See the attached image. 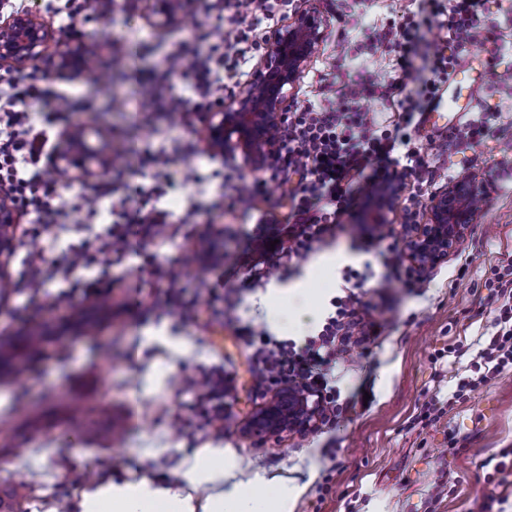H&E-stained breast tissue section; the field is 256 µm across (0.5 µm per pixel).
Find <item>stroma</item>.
<instances>
[{
    "mask_svg": "<svg viewBox=\"0 0 512 512\" xmlns=\"http://www.w3.org/2000/svg\"><path fill=\"white\" fill-rule=\"evenodd\" d=\"M63 0H24L54 27L72 28L94 47L125 38L140 48L138 59L104 55L87 74L62 81L63 89L84 102L71 124L112 131L114 148L126 150L122 176L104 169L112 197L88 206L79 183L59 182L69 208L61 224L38 241L20 236L4 280L0 281V336L19 338L38 323L55 334L42 354L17 352L14 372L0 385V484L23 480L33 488L28 512H54L59 502L78 497L69 477L128 475L181 486L182 475L204 448H228L236 456V482L255 494L256 512H275L284 489H300L293 512H482L487 494L502 497L512 512V472H495L490 458L512 449V369L453 399L460 379L474 377L485 339L494 330L495 305L485 282L492 266L512 256V165L501 166L503 138H512V83L485 85L467 122L495 115L493 128L476 146L429 136L407 128L433 177L405 180L397 208L386 225L371 221L379 201L354 195L336 216L335 227L307 257L285 262L274 276L259 281L246 258L259 216L285 223L291 200L279 182H267L254 212L232 209L235 188L253 181L240 161L205 150L186 155L182 144L196 136L199 114L188 122L164 112L147 123L132 122L120 103L132 91L150 92V78L165 67L174 43L194 29L214 25L207 0H189L184 13L165 27L151 23L154 0L131 11L112 0V12L98 19L69 22ZM292 9L314 14L322 40L308 67L287 93L288 111L309 107L337 109L353 79L387 85L402 68L428 66L447 42L438 26L420 24L405 65L391 48L375 45L374 32L389 26L397 10L418 13L420 0H293ZM486 38L474 43L487 73L512 74V0H487L478 15ZM163 153L172 163L166 176L140 169V157ZM483 172L480 215L446 260L417 272L410 263L383 267L381 250L399 239L406 213L426 221L430 199L465 174ZM132 197L144 210L165 211L173 230L164 239H146L135 253L112 259V321L97 340L66 331L69 317L90 299L73 284L94 277L99 264L73 267L72 250L95 253L98 242L119 217L114 200ZM206 243L211 259L185 265L187 246ZM42 254L56 268L39 288L19 289L29 260ZM179 275L183 300L196 315L176 314L164 278ZM373 272L361 295L377 333L352 357L337 359L331 384L335 416L316 429L281 436L246 437L242 430L275 395L274 385L256 387L251 351L224 319L234 304L256 340L303 346L333 313V300L352 291L353 274ZM67 296L54 312L56 296ZM112 347L111 360L91 349ZM451 399L437 421L414 424L422 404ZM122 425L108 439L109 422Z\"/></svg>",
    "mask_w": 512,
    "mask_h": 512,
    "instance_id": "stroma-1",
    "label": "stroma"
}]
</instances>
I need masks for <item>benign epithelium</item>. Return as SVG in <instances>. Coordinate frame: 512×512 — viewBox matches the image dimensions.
<instances>
[{
    "mask_svg": "<svg viewBox=\"0 0 512 512\" xmlns=\"http://www.w3.org/2000/svg\"><path fill=\"white\" fill-rule=\"evenodd\" d=\"M322 34L320 24L306 11L294 14L274 33L266 53L247 85L231 102L202 113L201 133L207 150L216 157L240 158L247 168H259L271 150L276 131L286 117L284 88L292 86L312 59ZM92 48L70 33L46 24L40 15L27 12L0 18V64L22 71L40 64L46 72L67 78L86 70ZM89 148L84 130L71 127L61 138L58 160L61 169L75 178H90L98 167L88 162ZM479 182L462 177L442 194L433 197L424 224H402L405 257L417 269L433 266L448 257L477 220ZM17 208L0 198V274L19 246L14 230ZM319 408L306 392L287 389L279 392L248 423L249 435L306 431L314 428Z\"/></svg>",
    "mask_w": 512,
    "mask_h": 512,
    "instance_id": "7a95c632",
    "label": "benign epithelium"
}]
</instances>
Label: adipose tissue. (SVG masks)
<instances>
[{
	"label": "adipose tissue",
	"instance_id": "1",
	"mask_svg": "<svg viewBox=\"0 0 512 512\" xmlns=\"http://www.w3.org/2000/svg\"><path fill=\"white\" fill-rule=\"evenodd\" d=\"M232 471V454L206 448L185 473L187 489L164 487L144 476L110 480L87 486L75 508L77 512H227L228 505L242 501L238 485L230 481ZM199 488L208 491L200 502L193 496Z\"/></svg>",
	"mask_w": 512,
	"mask_h": 512
}]
</instances>
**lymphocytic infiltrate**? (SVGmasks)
Returning a JSON list of instances; mask_svg holds the SVG:
<instances>
[{
	"instance_id": "1",
	"label": "lymphocytic infiltrate",
	"mask_w": 512,
	"mask_h": 512,
	"mask_svg": "<svg viewBox=\"0 0 512 512\" xmlns=\"http://www.w3.org/2000/svg\"><path fill=\"white\" fill-rule=\"evenodd\" d=\"M426 5L439 27L447 30L450 53L439 56L419 76L416 98L393 99L395 110L404 113L409 121L413 120L419 101L432 100L447 81L455 64L454 50L483 37V30L476 23L481 0H452L447 9L439 0H426ZM218 34L215 27L197 29L192 40L180 42L168 53L164 71L153 79L154 93L141 100L143 111L186 117L223 99L225 82L235 76L244 56L242 44H250L256 52L262 46L251 41L249 34L241 29L229 30L224 53L215 62L202 56L199 46L213 41ZM178 74L188 76L193 98L170 92L169 81ZM375 89L372 83L348 85L340 110L310 108L292 112L277 130L264 178L254 179L248 193L236 196L238 207L247 212L253 209L265 179H278L284 172L299 176L297 186L291 191L292 209L287 222L267 226L254 242L256 252L263 259L262 266L256 270L257 277L273 275L282 259L306 257L330 231L332 215L349 206L348 188L371 162L382 164L368 184L372 191L391 185L397 177L418 176L424 171L426 162L419 149L412 147L409 136L380 127L371 113L359 109V100ZM33 101L47 102L49 111L35 116L27 108ZM82 109L76 98L64 94L50 82L34 77L0 80V195L7 196L17 209L36 214V224L28 229L32 239H39L63 210L62 205L51 202L56 183L45 178L41 165L47 156L46 129ZM120 207L119 216L125 227L100 240L101 255H123L133 241L166 234L165 212L148 214L125 200ZM489 290L498 303L496 330L479 355L477 378L458 384L461 392L487 383L512 368V260L493 267ZM334 306V314L327 317L322 329L308 339L304 348L296 350L279 342L254 348L252 370L257 383L284 384L309 391L319 399L322 410H330L334 395L327 368L336 356V339L365 337L370 330L363 305L354 295L338 298Z\"/></svg>"
}]
</instances>
